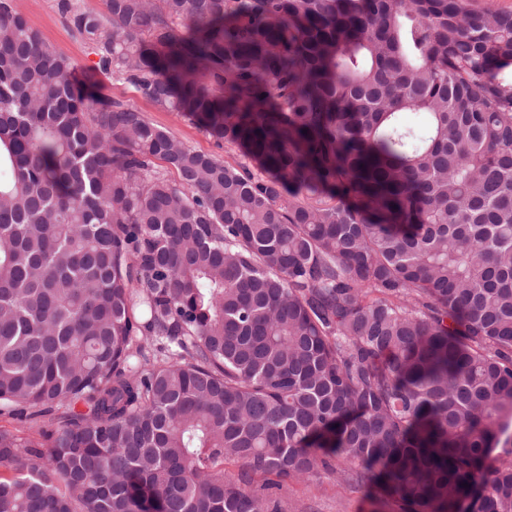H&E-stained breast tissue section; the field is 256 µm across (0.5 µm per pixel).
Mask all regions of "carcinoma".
Masks as SVG:
<instances>
[{"label": "carcinoma", "instance_id": "carcinoma-1", "mask_svg": "<svg viewBox=\"0 0 512 512\" xmlns=\"http://www.w3.org/2000/svg\"><path fill=\"white\" fill-rule=\"evenodd\" d=\"M105 2L58 3L97 69L258 172L0 0V414L61 411L0 430V512H279L321 471L512 512V12ZM97 77L104 88V92L112 99L122 100L127 104L137 107L144 113L146 118L155 126L162 128L188 147L219 157L229 162H243L253 171H256V164L240 155L239 150L230 145L218 144L213 138L198 126L194 121L187 117L178 115L176 112L160 110L153 106L149 101L141 98L131 87L112 79V76L106 73H97ZM38 408H28L26 410L27 417L20 418L18 416H9L7 414L0 415V430L8 431L17 434L23 440H33L39 442H45V438L42 434L43 431L52 429L50 415H35Z\"/></svg>", "mask_w": 512, "mask_h": 512}]
</instances>
